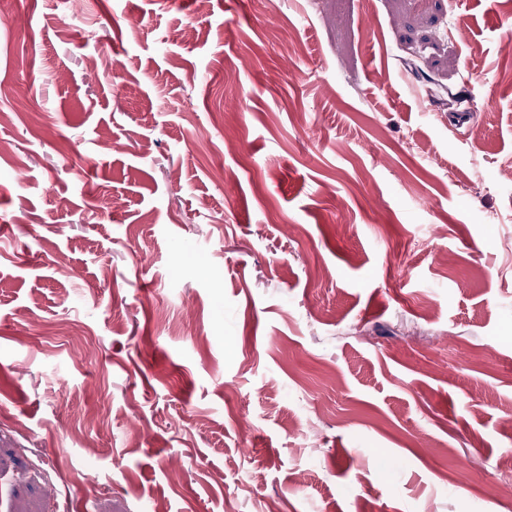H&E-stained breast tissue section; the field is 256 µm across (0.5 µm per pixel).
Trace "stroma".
<instances>
[{"instance_id":"stroma-1","label":"stroma","mask_w":512,"mask_h":512,"mask_svg":"<svg viewBox=\"0 0 512 512\" xmlns=\"http://www.w3.org/2000/svg\"><path fill=\"white\" fill-rule=\"evenodd\" d=\"M511 33L0 0V512H512Z\"/></svg>"}]
</instances>
